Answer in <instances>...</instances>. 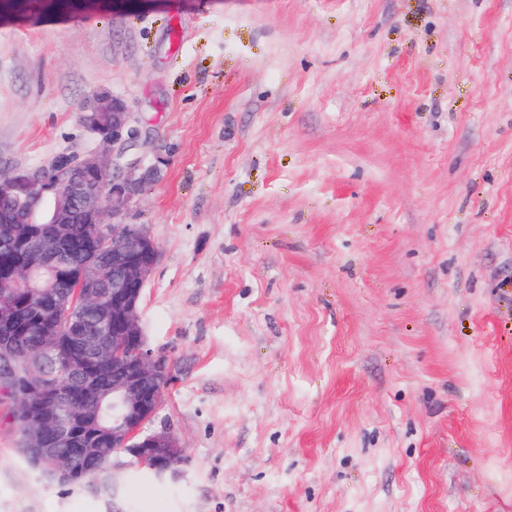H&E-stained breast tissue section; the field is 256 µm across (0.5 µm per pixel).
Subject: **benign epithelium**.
Returning a JSON list of instances; mask_svg holds the SVG:
<instances>
[{"mask_svg": "<svg viewBox=\"0 0 512 512\" xmlns=\"http://www.w3.org/2000/svg\"><path fill=\"white\" fill-rule=\"evenodd\" d=\"M81 123L98 148L84 154L63 152L39 168L0 172V199L52 201L50 223L69 224L79 211L94 227L96 250L78 261L77 287L66 300L47 303V292L30 287L31 306L50 312L64 336L66 355L59 353L55 336L43 337L38 359L59 362L64 384L42 379L29 382L15 397L16 408L31 398L44 408L30 417L21 431L20 445L51 478L67 483L81 466L85 449L81 442L94 435L90 406L82 419L69 415V398L112 393L124 413L112 422V472L144 466L159 474L176 476L184 463L183 448L165 427L145 432L159 411L161 399L173 375L169 356L151 349L140 324L138 309L142 293L157 264L159 245L147 225L136 222L143 196L159 175L158 156L153 163L130 154L140 131L126 101L101 93L79 108ZM36 267L58 273L70 264L68 251L60 246L31 244ZM9 308H0V381L12 379L9 356L17 337L8 328ZM112 323V340L91 334V323ZM112 363L108 376L98 372L103 360Z\"/></svg>", "mask_w": 512, "mask_h": 512, "instance_id": "obj_1", "label": "benign epithelium"}]
</instances>
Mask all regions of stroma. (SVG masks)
I'll return each mask as SVG.
<instances>
[{
  "mask_svg": "<svg viewBox=\"0 0 512 512\" xmlns=\"http://www.w3.org/2000/svg\"><path fill=\"white\" fill-rule=\"evenodd\" d=\"M163 157L148 345L178 477L50 482L0 424V512H512V0H72L0 21V171Z\"/></svg>",
  "mask_w": 512,
  "mask_h": 512,
  "instance_id": "stroma-1",
  "label": "stroma"
}]
</instances>
